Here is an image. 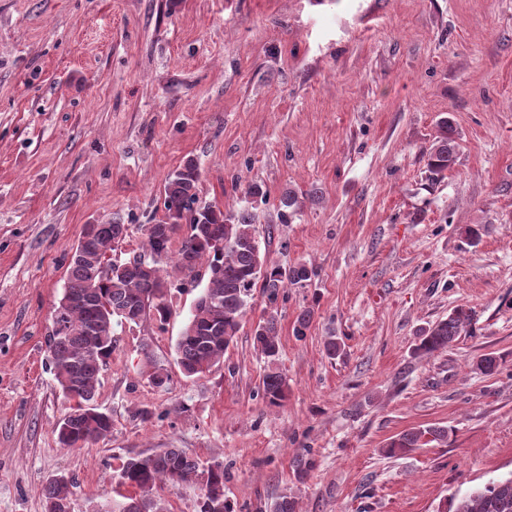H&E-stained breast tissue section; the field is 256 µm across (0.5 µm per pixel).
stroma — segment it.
Returning a JSON list of instances; mask_svg holds the SVG:
<instances>
[{"instance_id": "35a3bbf8", "label": "stroma", "mask_w": 512, "mask_h": 512, "mask_svg": "<svg viewBox=\"0 0 512 512\" xmlns=\"http://www.w3.org/2000/svg\"><path fill=\"white\" fill-rule=\"evenodd\" d=\"M444 118L456 161L434 183ZM189 159L201 199L254 213L268 265L317 271L277 304L288 397L259 394V295L223 366L185 379L174 345L201 289L173 288L166 323L113 328L96 396L111 438L60 447L45 340L68 258L84 225L116 217L119 251L141 248ZM253 183L266 199L244 194ZM289 188L306 198L281 224ZM458 305L473 333L415 355ZM488 353L500 368L484 375ZM431 425L447 438L383 455ZM161 448L223 463L234 512L285 492L298 512H436L512 475V0H0V512H46L59 474L71 512H91L118 499L126 458Z\"/></svg>"}]
</instances>
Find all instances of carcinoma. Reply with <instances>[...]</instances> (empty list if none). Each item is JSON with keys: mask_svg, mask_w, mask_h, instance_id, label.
<instances>
[{"mask_svg": "<svg viewBox=\"0 0 512 512\" xmlns=\"http://www.w3.org/2000/svg\"><path fill=\"white\" fill-rule=\"evenodd\" d=\"M440 133L427 150L428 178L437 181L455 164V140L448 120L439 124ZM200 170L189 159L164 181L163 214L158 224L170 226L165 238L158 237L152 225L143 226V252L134 253L121 266L110 264L107 252L128 236V225L121 218L95 227L85 225L66 272L62 299L67 306L57 308L47 336L49 367L59 391L70 402L69 411L56 424L55 433L63 448H88L112 435V415L99 410L94 399L101 384L115 340L113 324H138L151 317L165 323L171 316L167 292L175 282L162 275L161 263L171 260L180 285L207 275V284L196 300L175 344L176 364L187 378H200L224 361L250 308L256 288H261L270 312L253 331L258 351L267 359L262 378L263 399L281 404L288 395V380L277 364L280 331L272 312L288 287L305 288L316 276L304 263L288 268L269 267L261 253L254 226V214L247 208L222 209L205 202L198 194ZM304 195L294 189L281 194L279 222L289 223L302 205ZM190 232L176 254H171L173 236L181 225ZM315 310L307 307L298 315L294 335H307ZM471 309L455 307L445 319L423 329L414 348L417 355H432L448 349L472 327ZM148 379L157 388L171 381L167 368L149 362ZM447 429L429 426L402 433L382 452L394 457L426 443L441 441ZM203 463L180 448H163L146 456L127 458L119 470L120 484L127 488L124 501L116 508L97 507L93 512H167L163 491L186 483L201 485V499L208 510L232 512L224 499V467L215 463L208 471ZM69 479L47 481L43 495L47 512H71ZM455 512H512V476L492 481L483 488L463 495Z\"/></svg>", "mask_w": 512, "mask_h": 512, "instance_id": "carcinoma-1", "label": "carcinoma"}]
</instances>
